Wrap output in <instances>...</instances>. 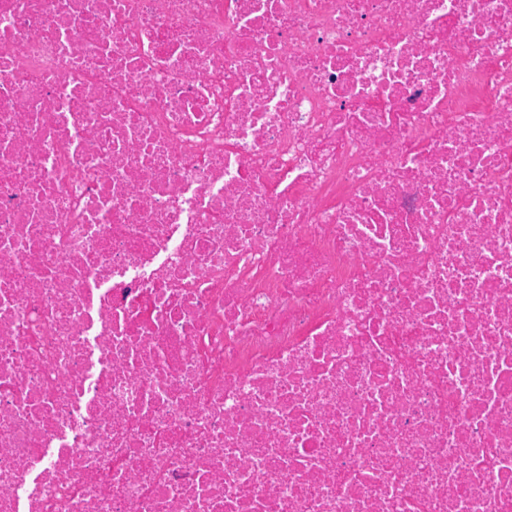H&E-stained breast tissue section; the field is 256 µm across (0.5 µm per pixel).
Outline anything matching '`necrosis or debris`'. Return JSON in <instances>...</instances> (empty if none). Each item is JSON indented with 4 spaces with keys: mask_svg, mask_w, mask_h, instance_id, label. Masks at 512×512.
<instances>
[{
    "mask_svg": "<svg viewBox=\"0 0 512 512\" xmlns=\"http://www.w3.org/2000/svg\"><path fill=\"white\" fill-rule=\"evenodd\" d=\"M0 512H512V0H0Z\"/></svg>",
    "mask_w": 512,
    "mask_h": 512,
    "instance_id": "necrosis-or-debris-1",
    "label": "necrosis or debris"
}]
</instances>
